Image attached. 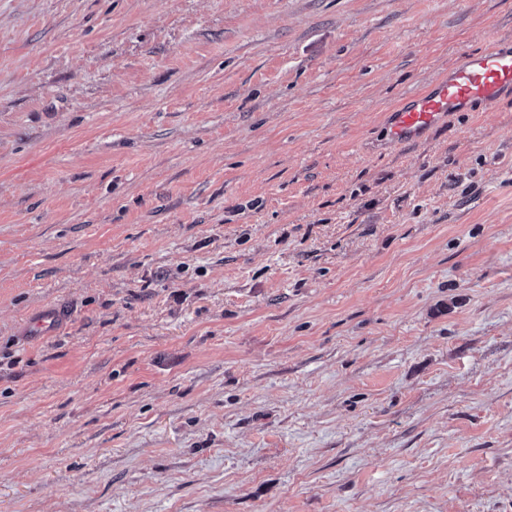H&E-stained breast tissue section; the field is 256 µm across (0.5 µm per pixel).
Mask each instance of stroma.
Instances as JSON below:
<instances>
[{"label":"stroma","mask_w":512,"mask_h":512,"mask_svg":"<svg viewBox=\"0 0 512 512\" xmlns=\"http://www.w3.org/2000/svg\"><path fill=\"white\" fill-rule=\"evenodd\" d=\"M508 34L0 0V512H512V97L381 129ZM64 311L52 305L43 306L28 321L23 329L27 336H54L67 324Z\"/></svg>","instance_id":"35a3bbf8"}]
</instances>
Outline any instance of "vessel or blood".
<instances>
[{
	"instance_id": "vessel-or-blood-1",
	"label": "vessel or blood",
	"mask_w": 512,
	"mask_h": 512,
	"mask_svg": "<svg viewBox=\"0 0 512 512\" xmlns=\"http://www.w3.org/2000/svg\"><path fill=\"white\" fill-rule=\"evenodd\" d=\"M512 95V38L503 37L488 49L464 56L437 76L426 89L403 98L387 114L391 142L415 143L434 126L458 112H488ZM64 311L40 308L25 325L28 336H52L67 324Z\"/></svg>"
}]
</instances>
